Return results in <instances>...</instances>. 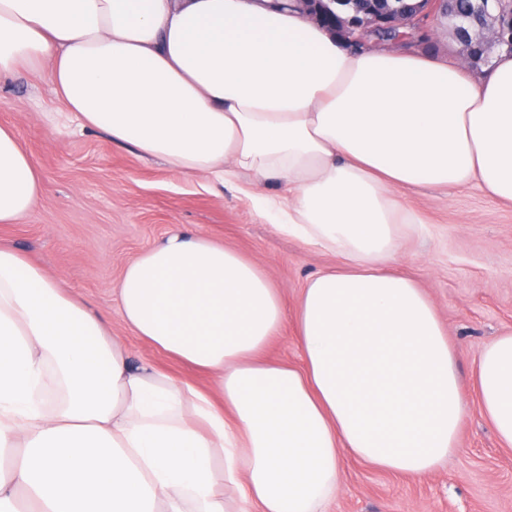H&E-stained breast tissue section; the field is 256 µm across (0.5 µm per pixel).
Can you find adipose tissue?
I'll use <instances>...</instances> for the list:
<instances>
[{"label":"adipose tissue","instance_id":"1","mask_svg":"<svg viewBox=\"0 0 512 512\" xmlns=\"http://www.w3.org/2000/svg\"><path fill=\"white\" fill-rule=\"evenodd\" d=\"M48 69L54 126L92 128L185 176L253 178L256 212L338 259L296 303L304 364L255 263L177 233L124 270L125 329L206 376L132 363L108 322L0 244V512H323L353 457L412 477L467 414L428 294L393 270L420 221L397 191L478 180L512 202V54L475 84L422 55L350 53L269 0H0V78ZM275 177L286 195L262 192ZM42 176L0 126V223ZM482 409L512 447V331L481 352Z\"/></svg>","mask_w":512,"mask_h":512}]
</instances>
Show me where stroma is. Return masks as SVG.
<instances>
[{
	"mask_svg": "<svg viewBox=\"0 0 512 512\" xmlns=\"http://www.w3.org/2000/svg\"><path fill=\"white\" fill-rule=\"evenodd\" d=\"M57 107L48 76L0 82V125L15 128L43 176L36 205L21 223L0 224V242L59 276L111 321L136 358L176 366L125 331L117 303L125 267L170 233L209 236L252 260L281 288L289 310L307 280L334 264L330 253L275 233L244 193L201 174L185 178L100 131L51 126L42 115ZM398 195L423 225L404 240L395 268L436 306L468 416L456 451L426 476L345 459L340 492L325 512H512V447L501 445L483 415L476 378L485 343L512 329V203L474 184Z\"/></svg>",
	"mask_w": 512,
	"mask_h": 512,
	"instance_id": "stroma-1",
	"label": "stroma"
}]
</instances>
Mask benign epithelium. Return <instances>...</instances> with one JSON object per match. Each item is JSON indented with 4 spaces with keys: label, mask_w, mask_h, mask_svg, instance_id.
Here are the masks:
<instances>
[{
    "label": "benign epithelium",
    "mask_w": 512,
    "mask_h": 512,
    "mask_svg": "<svg viewBox=\"0 0 512 512\" xmlns=\"http://www.w3.org/2000/svg\"><path fill=\"white\" fill-rule=\"evenodd\" d=\"M287 2L291 9L317 23L344 30V38L357 50L370 48L405 49L413 41L417 23L432 25L441 16L452 13L451 0H407L397 9L382 10L380 0H342L344 9H336V0H273L279 6ZM404 29L400 38L383 43L374 39L382 30ZM479 38L488 46L512 50V0H479L474 13L455 20V38L460 56L472 62L470 41Z\"/></svg>",
    "instance_id": "7a95c632"
}]
</instances>
